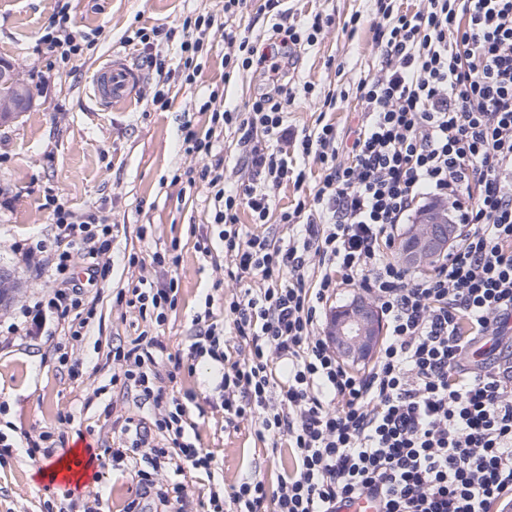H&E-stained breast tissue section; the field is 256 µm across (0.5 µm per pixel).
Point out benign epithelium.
<instances>
[{
  "label": "benign epithelium",
  "mask_w": 512,
  "mask_h": 512,
  "mask_svg": "<svg viewBox=\"0 0 512 512\" xmlns=\"http://www.w3.org/2000/svg\"><path fill=\"white\" fill-rule=\"evenodd\" d=\"M21 78L15 69L0 66V84L13 87L15 97L0 98V112H21L27 106L21 96ZM446 209L423 210L414 223L407 225L403 237L410 246L402 260L411 265L444 255L461 232L460 225L447 221ZM383 334L382 318L375 305L366 297H353L346 307L334 311L327 335L338 355L345 361L359 364L374 353Z\"/></svg>",
  "instance_id": "1"
}]
</instances>
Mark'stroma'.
Segmentation results:
<instances>
[{"mask_svg": "<svg viewBox=\"0 0 512 512\" xmlns=\"http://www.w3.org/2000/svg\"><path fill=\"white\" fill-rule=\"evenodd\" d=\"M288 15L302 24L319 12L333 19L318 42L302 50L295 72L296 98L288 108V122L296 130H315L326 121L336 128L337 141H347L361 121L356 85L380 63L374 40L372 0H287ZM79 29H99L93 53L66 73L37 45L48 24L55 0H0V58L9 60L32 93L30 108L0 123V197L12 200L0 210V269L15 286L0 300V324H8L22 304L58 283L49 275L42 255L25 257L15 246L31 239H53L55 228L43 203L47 194L61 197L78 212L109 216L115 225L112 274L103 284L84 287V302L94 317L82 336L51 330L35 341L0 346V427L13 432H50L55 442L51 459L29 456L16 449L0 458V512H124L138 494L132 462H113L111 449L128 445L121 428L126 418L150 421L146 409L110 384L117 364L115 346L129 345L142 331L160 336L170 353L161 371L176 370L174 389L195 396L189 410L197 444L214 457L212 475L194 471L176 460L158 468L155 479L180 482L193 499L208 498L210 490L228 489L250 476L276 488L279 476L293 470L287 447L272 448L260 440L251 421L228 420L221 408L207 406L214 372L204 362L175 367L186 359L192 318L203 311L206 295H213V313L223 320L225 299L239 292L241 282L224 276V244L211 227L212 203L203 185H171L175 171L200 169L203 156L184 154L178 129L191 122L199 131L210 125L200 109L212 91L224 94L227 106L245 110L257 91L258 79L244 73L225 80L221 65L224 39L206 37L208 58L196 82L172 83L171 106L154 109L147 95L157 77L143 71L133 99L103 109L92 92L96 69L111 55H124L141 69V56L126 44L127 30L140 26H180L186 16L221 14L222 0H72ZM360 15L356 31H349L351 15ZM50 75L42 87L39 75ZM334 93V109L322 110L319 101ZM207 229L211 256L197 248L198 229ZM175 250L178 261L153 268V252ZM144 257V266L128 264L130 254ZM175 279L177 307L160 324L147 323L137 310L116 305L117 292L137 277ZM93 445L99 458L72 498L55 485L36 479V470L60 460L79 442Z\"/></svg>", "mask_w": 512, "mask_h": 512, "instance_id": "stroma-1", "label": "stroma"}]
</instances>
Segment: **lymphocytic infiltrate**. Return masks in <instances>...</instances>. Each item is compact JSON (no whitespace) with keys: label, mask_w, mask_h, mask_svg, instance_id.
I'll use <instances>...</instances> for the list:
<instances>
[{"label":"lymphocytic infiltrate","mask_w":512,"mask_h":512,"mask_svg":"<svg viewBox=\"0 0 512 512\" xmlns=\"http://www.w3.org/2000/svg\"><path fill=\"white\" fill-rule=\"evenodd\" d=\"M246 3L224 0L223 18L201 13L180 28L142 26L129 38L161 81L151 99L160 110L169 105L164 82L195 83L212 30L227 48L225 76L253 70L263 81L247 111L225 108L213 94L202 106L208 130L181 126L184 153L209 162L172 180L208 187L227 275L255 281L225 301L223 323L195 316L188 357L215 367L213 391L228 419H254L259 436L286 438L297 469L273 492L258 478L210 491L202 512H336L337 503L365 493L379 495L382 512H489L512 492V0H425L412 14L376 0L382 60L357 84L363 119L343 149L333 124L306 134L287 120L297 53L331 17L292 24L283 0H264L259 11L271 26L259 46L227 24ZM96 38L77 29L71 0H56L38 44L72 70ZM172 41L180 53L174 68L155 52ZM226 128L237 134L246 172L233 189L215 152ZM303 159L321 176L280 212L288 238L277 242L256 227L267 223L276 189L303 187ZM428 198L450 203L464 230L433 273L414 276L393 247L400 224ZM46 205L57 233L26 252L46 254L61 285L22 305L7 327L32 341L52 323L80 335L69 321L82 304L70 275L75 260L94 283L106 282L112 268L107 217L72 210L55 195ZM244 210L250 223L240 221ZM344 285L363 288L386 322L379 356L360 375L319 333ZM115 302L161 323L177 306V290L141 279ZM480 342L489 356L468 368ZM166 352L159 337L143 335L113 351V382L153 412L152 422L124 427L131 447L144 450L135 472L141 496L125 512H148L149 500L187 512L184 485L157 484L156 470L176 459L212 470L211 453L190 433L187 403L169 392L175 373L157 368ZM155 432L163 444L151 443Z\"/></svg>","instance_id":"lymphocytic-infiltrate-1"}]
</instances>
